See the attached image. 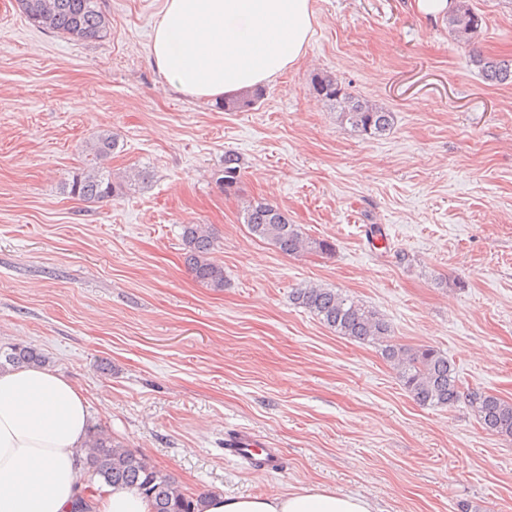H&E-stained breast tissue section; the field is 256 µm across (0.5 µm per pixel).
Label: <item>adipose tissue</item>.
Wrapping results in <instances>:
<instances>
[{
  "label": "adipose tissue",
  "mask_w": 512,
  "mask_h": 512,
  "mask_svg": "<svg viewBox=\"0 0 512 512\" xmlns=\"http://www.w3.org/2000/svg\"><path fill=\"white\" fill-rule=\"evenodd\" d=\"M312 0H165L151 63L176 93L236 96L265 85L304 56ZM89 406L64 373L29 365L0 371V512H151L135 489L85 492L78 470ZM204 512H374L372 500L310 483L274 495H211Z\"/></svg>",
  "instance_id": "obj_1"
}]
</instances>
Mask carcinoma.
<instances>
[{"label":"carcinoma","instance_id":"cac0c4a2","mask_svg":"<svg viewBox=\"0 0 512 512\" xmlns=\"http://www.w3.org/2000/svg\"><path fill=\"white\" fill-rule=\"evenodd\" d=\"M19 11L41 29L64 38L80 41L99 40L110 31V15L104 0H16ZM448 32L458 42L471 44L482 29L483 19L469 0H456L448 12ZM472 63L491 86L512 85V59H495L480 53ZM310 91L336 112L341 126H350L361 136L385 135L394 125V113L348 92L343 83L328 71L310 78ZM264 96L257 88L241 97L224 101L226 111H239ZM117 148V139L109 130L100 132L86 151L83 168L64 184V192L85 203H102L125 193L136 184L148 181L144 169H133L124 177H113L104 161ZM242 171L240 157L224 152V161L214 173L216 184L225 192L237 186ZM241 218L250 235L292 257L309 251L329 252L332 244L311 239L288 213L265 199L242 203ZM184 259L194 280L213 290L224 288V266L213 257L216 238L206 224H183ZM293 303L316 316L336 335L362 344L380 347L382 357L398 374L405 391L421 406L453 409L466 402L477 413L483 427L499 436L512 438V401L479 390L462 391L454 364L448 356L431 347H410L390 339L391 326L376 310L334 288L310 285L292 293ZM49 358L33 346L0 349V369L18 365H44ZM85 489L96 485L138 490L151 502L152 512H202L206 494H189L173 477L157 470L144 455L125 447L103 430L90 431L86 443L83 481Z\"/></svg>","mask_w":512,"mask_h":512}]
</instances>
